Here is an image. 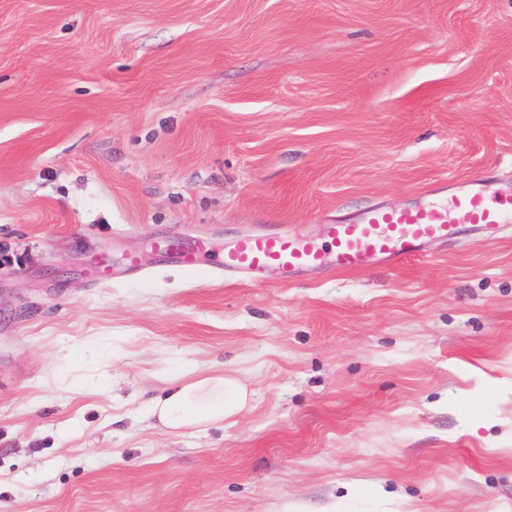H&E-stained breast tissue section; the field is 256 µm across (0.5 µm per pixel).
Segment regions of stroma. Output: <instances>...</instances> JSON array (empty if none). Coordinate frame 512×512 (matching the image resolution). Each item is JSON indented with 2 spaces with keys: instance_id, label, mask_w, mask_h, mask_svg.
<instances>
[{
  "instance_id": "obj_1",
  "label": "stroma",
  "mask_w": 512,
  "mask_h": 512,
  "mask_svg": "<svg viewBox=\"0 0 512 512\" xmlns=\"http://www.w3.org/2000/svg\"><path fill=\"white\" fill-rule=\"evenodd\" d=\"M472 178L512 188V0H0V512H512V223L288 283L151 249ZM204 374L249 406L149 417Z\"/></svg>"
}]
</instances>
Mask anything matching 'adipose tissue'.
Masks as SVG:
<instances>
[{"instance_id": "adipose-tissue-1", "label": "adipose tissue", "mask_w": 512, "mask_h": 512, "mask_svg": "<svg viewBox=\"0 0 512 512\" xmlns=\"http://www.w3.org/2000/svg\"><path fill=\"white\" fill-rule=\"evenodd\" d=\"M249 400L247 387L230 376H204L172 386L167 395L150 408L168 429L229 420Z\"/></svg>"}]
</instances>
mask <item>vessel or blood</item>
I'll return each mask as SVG.
<instances>
[{
  "label": "vessel or blood",
  "mask_w": 512,
  "mask_h": 512,
  "mask_svg": "<svg viewBox=\"0 0 512 512\" xmlns=\"http://www.w3.org/2000/svg\"><path fill=\"white\" fill-rule=\"evenodd\" d=\"M511 223L512 190L490 195L482 181L473 178L447 203L439 200L419 207L375 206L345 221L327 224L325 232L333 245L329 252L309 239L279 235L239 239L225 249L216 271L240 274L256 282L268 269L279 271L288 281L321 268L357 272L373 263L398 266L422 255L428 242L456 238L462 226L493 232ZM156 249L164 258L193 267L202 261L206 246L200 241L184 244L166 240L158 242Z\"/></svg>",
  "instance_id": "1"
}]
</instances>
